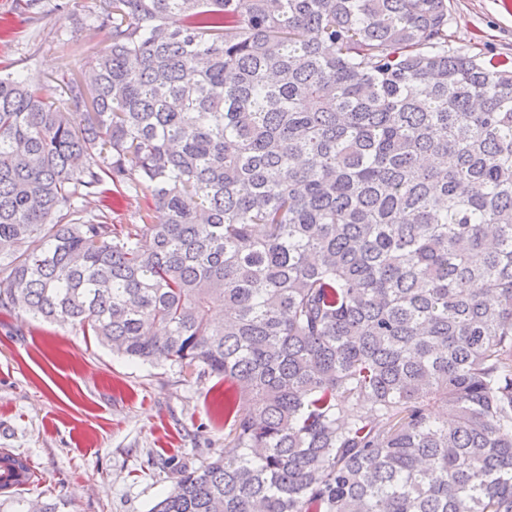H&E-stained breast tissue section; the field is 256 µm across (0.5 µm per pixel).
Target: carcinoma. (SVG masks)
<instances>
[{
    "mask_svg": "<svg viewBox=\"0 0 512 512\" xmlns=\"http://www.w3.org/2000/svg\"><path fill=\"white\" fill-rule=\"evenodd\" d=\"M95 19L58 97L0 77V308L259 397L150 512H512V65L448 0Z\"/></svg>",
    "mask_w": 512,
    "mask_h": 512,
    "instance_id": "cac0c4a2",
    "label": "carcinoma"
}]
</instances>
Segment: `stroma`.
<instances>
[{"mask_svg": "<svg viewBox=\"0 0 512 512\" xmlns=\"http://www.w3.org/2000/svg\"><path fill=\"white\" fill-rule=\"evenodd\" d=\"M448 13L451 47L512 60V0H448ZM69 14L31 22L18 0H0V70L53 96L58 73L84 75L112 30L74 28ZM228 396L242 408L254 403L221 377L119 358L79 328L0 309V448L37 473L0 495V512L36 501L57 512H149L181 469L230 449Z\"/></svg>", "mask_w": 512, "mask_h": 512, "instance_id": "1", "label": "stroma"}]
</instances>
